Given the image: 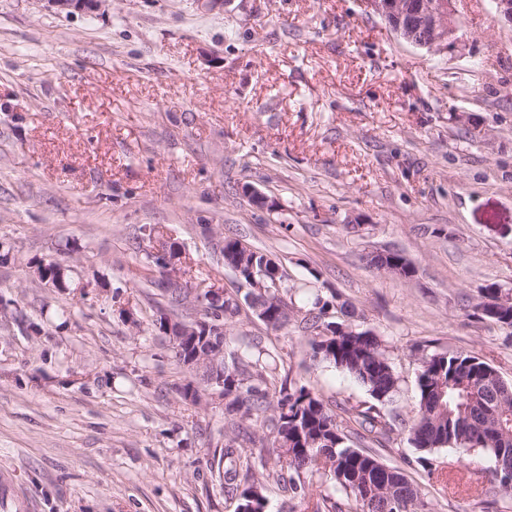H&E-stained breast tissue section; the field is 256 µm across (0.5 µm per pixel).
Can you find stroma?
I'll return each instance as SVG.
<instances>
[{"mask_svg": "<svg viewBox=\"0 0 512 512\" xmlns=\"http://www.w3.org/2000/svg\"><path fill=\"white\" fill-rule=\"evenodd\" d=\"M457 8L458 40L435 52L363 0H0V474L34 512H235L211 467L224 409L139 282L148 224L191 258V284L244 296L231 237L279 263L295 307L339 294L388 342L401 416L425 353L473 352L512 382V327L474 309L488 285L512 291V27L492 0ZM383 250L416 275L370 267ZM49 263L61 287L37 278ZM226 335L335 411L371 401L248 305ZM407 437L377 452L429 512H512L438 492Z\"/></svg>", "mask_w": 512, "mask_h": 512, "instance_id": "1", "label": "stroma"}]
</instances>
